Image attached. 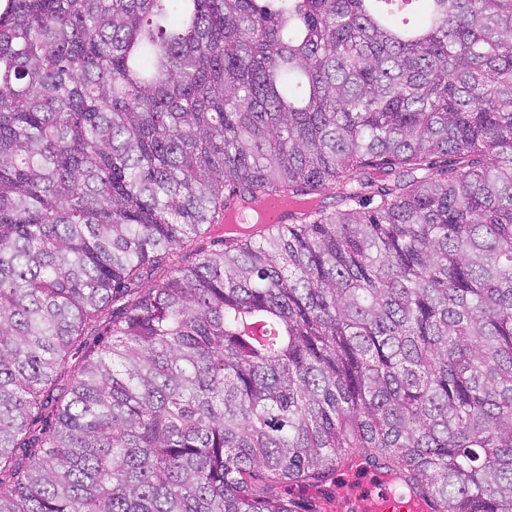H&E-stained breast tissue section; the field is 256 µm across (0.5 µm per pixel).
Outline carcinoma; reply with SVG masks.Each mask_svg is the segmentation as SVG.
Masks as SVG:
<instances>
[{"label": "carcinoma", "mask_w": 512, "mask_h": 512, "mask_svg": "<svg viewBox=\"0 0 512 512\" xmlns=\"http://www.w3.org/2000/svg\"><path fill=\"white\" fill-rule=\"evenodd\" d=\"M384 2L0 0V512H512V0ZM372 475L366 472H353L351 470H341L331 477V479L322 487L325 492L330 495V500H327L322 493H315L313 490L303 492L295 486L288 485L281 487L280 493L286 497L297 498L300 494L304 496H318L320 501H331L336 494L349 495L361 483L371 478ZM371 487L352 499H336V511L355 512H428L426 503L414 495L405 496L389 486V478L374 476ZM421 505V506H420ZM323 512H336L322 509Z\"/></svg>", "instance_id": "carcinoma-1"}]
</instances>
